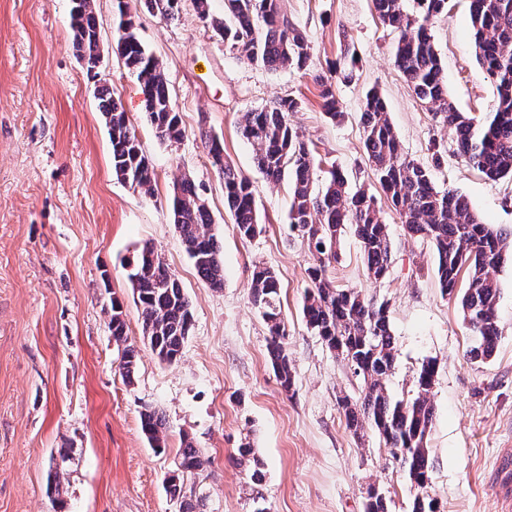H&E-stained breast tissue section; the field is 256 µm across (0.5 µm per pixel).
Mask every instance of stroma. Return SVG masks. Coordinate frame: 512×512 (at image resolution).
<instances>
[{"label":"stroma","instance_id":"35a3bbf8","mask_svg":"<svg viewBox=\"0 0 512 512\" xmlns=\"http://www.w3.org/2000/svg\"><path fill=\"white\" fill-rule=\"evenodd\" d=\"M311 42L304 72L244 62L202 22L193 0L166 22L138 0L129 7L143 44L161 61L185 136L169 146L155 136L139 85L115 50L114 0H94L103 65L91 77L72 48L69 0H0V512H178L166 493L182 440L206 461L182 475L204 512H364L376 487L391 512H410L417 493L372 429L355 437L339 399L360 385L341 357L306 325L305 241L288 229L287 182L257 170L237 129L241 113L283 99L289 116L317 146L322 169L337 167L351 185L375 194L392 243L389 272L365 276L361 242L347 229L335 284L386 303L398 360L386 381L407 398L426 359H436L433 463L428 493L444 512H500L492 461L512 443V261L495 274L501 336L490 359L470 360L475 336L457 299L442 296L432 245L410 236L374 181L363 150L368 91L384 98L404 153L429 168L437 187L465 195L484 223L512 231V180L492 181L459 155L455 134L420 104L394 65L396 32L372 0H284ZM434 33L460 111L496 108L494 86L475 56L469 0H448ZM352 79L336 80L344 117L326 115L317 77L330 76L344 48ZM120 98L156 181L145 197L112 175V148L97 109V89ZM222 139L228 161L258 191L262 232L244 240L224 205V183L210 165L200 131ZM203 190L212 231L224 246V286L198 277L168 206L173 184ZM155 245L188 296L193 327L179 362L159 363L141 333L123 262ZM273 269L294 375L284 393L271 367L265 321L250 301L255 265ZM120 304L128 342L140 355L133 384L118 370L121 351L109 320ZM167 422V446L152 448L139 426L144 405ZM251 441L263 471L253 481L237 450ZM67 474L61 500L47 492L56 469Z\"/></svg>","mask_w":512,"mask_h":512}]
</instances>
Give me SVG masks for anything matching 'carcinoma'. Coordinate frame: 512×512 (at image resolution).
<instances>
[{
    "label": "carcinoma",
    "mask_w": 512,
    "mask_h": 512,
    "mask_svg": "<svg viewBox=\"0 0 512 512\" xmlns=\"http://www.w3.org/2000/svg\"><path fill=\"white\" fill-rule=\"evenodd\" d=\"M148 12L172 21L179 15L180 0H139ZM283 0H224V18L210 14L209 0H195L199 18L209 23L230 48L250 64L268 69H306L311 46L306 35L283 9ZM408 0H373L381 22L397 31L394 64L422 104L434 107L435 116L455 131L459 154L492 180L512 179V0H470V20L478 63L495 86V111L471 116L457 109L448 95L445 70L436 47L431 20L441 14L447 0H417L412 14ZM72 44L87 73L99 75L101 53L93 0H71ZM115 43L125 67L136 75L144 111L163 143H177L185 134L170 94L162 63L140 40L127 0H115ZM319 96L331 120L342 116L333 83L321 78ZM98 110L105 119L112 145V174L133 191L153 195L155 171L132 129L120 99L109 87L98 90ZM293 99L270 109L241 114L238 125L251 145L256 168L269 182L288 176L291 203L288 224L306 240L313 256L308 268L303 314L311 331L336 352L363 382L362 396L340 400L348 426L358 435L369 425L379 432L418 489L411 512H440L427 488L432 461L428 436L434 407L431 391L438 372L437 361L422 362L415 378V395L392 397L385 381L397 360L396 342L385 303L366 298L355 287H339L328 276L337 262L340 238L347 227L360 239L363 265L370 279L383 278L388 270L391 242L387 225L374 195L362 188L351 191L343 172L331 167L318 179L315 147L288 122ZM364 141L370 170L390 200L408 234L428 239L433 245L440 292L455 295L461 273L467 287L461 294L464 322L477 336L469 351L472 360L493 354L498 336L499 291L495 274L512 255V235L480 221L468 199L452 188L440 189L430 171L406 156L393 130L381 95H366L363 110ZM207 157L224 179V200L237 232L243 239L259 234L256 188L251 179L224 157V144L208 131L199 132ZM173 224L200 279L210 288L224 287L223 245L211 232L212 220L201 189L183 178L171 199ZM127 280L141 310L142 336L162 363H174L182 354L193 322L190 301L161 253L145 243L127 261ZM280 285L269 268L254 270L250 299L266 322L271 342L268 357L283 391L290 392L294 378L284 339L288 326L283 318ZM113 341L123 346L120 374L130 383L139 362L135 346L127 343L126 322L119 307L112 306L109 321ZM140 427L150 445L166 447L165 418L151 405L140 413ZM178 469L195 471L204 465L193 443L183 440ZM166 492L180 505V512H203L201 501L185 498L180 478H171ZM366 512H391L390 499L371 490Z\"/></svg>",
    "instance_id": "1"
}]
</instances>
